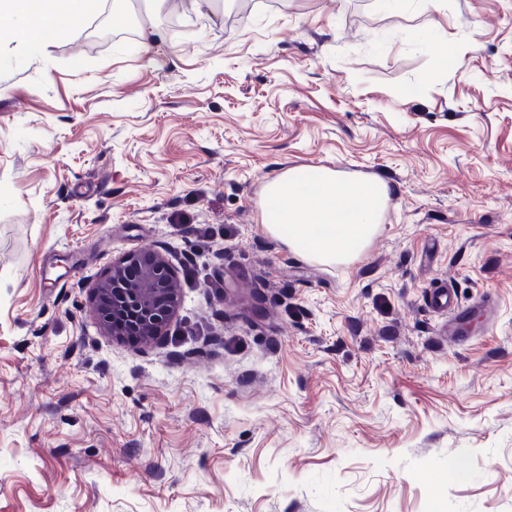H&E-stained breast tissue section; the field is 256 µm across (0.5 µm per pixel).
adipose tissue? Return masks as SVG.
I'll list each match as a JSON object with an SVG mask.
<instances>
[{
  "label": "adipose tissue",
  "instance_id": "adipose-tissue-1",
  "mask_svg": "<svg viewBox=\"0 0 512 512\" xmlns=\"http://www.w3.org/2000/svg\"><path fill=\"white\" fill-rule=\"evenodd\" d=\"M101 0H0V19L13 38L40 45L63 26L79 24ZM261 222L289 244L304 246L321 263H349L365 251L379 227L388 185L379 177H344L325 170L313 177L288 171L266 186Z\"/></svg>",
  "mask_w": 512,
  "mask_h": 512
}]
</instances>
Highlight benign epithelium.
Here are the masks:
<instances>
[{"instance_id":"obj_1","label":"benign epithelium","mask_w":512,"mask_h":512,"mask_svg":"<svg viewBox=\"0 0 512 512\" xmlns=\"http://www.w3.org/2000/svg\"><path fill=\"white\" fill-rule=\"evenodd\" d=\"M177 277L155 252H130L94 286L101 329L112 336L160 335L179 304Z\"/></svg>"}]
</instances>
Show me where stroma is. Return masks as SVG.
<instances>
[{
  "label": "stroma",
  "mask_w": 512,
  "mask_h": 512,
  "mask_svg": "<svg viewBox=\"0 0 512 512\" xmlns=\"http://www.w3.org/2000/svg\"><path fill=\"white\" fill-rule=\"evenodd\" d=\"M227 2L0 47V512H512V0ZM316 168L389 183L351 263L261 222ZM133 251L202 268L136 344L93 294ZM433 304L438 309H448V313L455 316L453 327L454 330L457 331L459 319L467 313L465 310L468 307L462 305L456 292L452 288L437 292L433 296Z\"/></svg>",
  "instance_id": "1"
}]
</instances>
